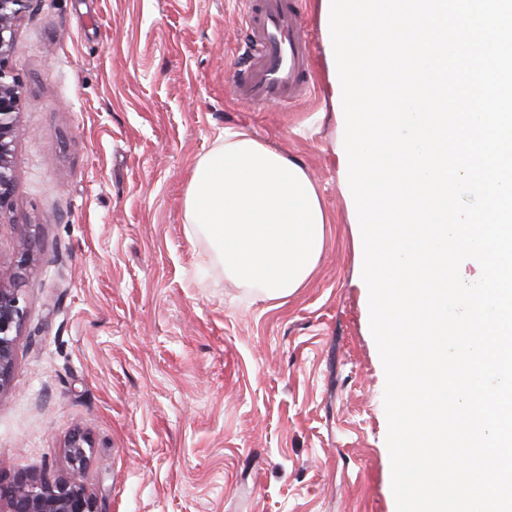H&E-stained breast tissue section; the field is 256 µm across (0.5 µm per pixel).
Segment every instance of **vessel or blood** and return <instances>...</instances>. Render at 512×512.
Listing matches in <instances>:
<instances>
[{"label":"vessel or blood","mask_w":512,"mask_h":512,"mask_svg":"<svg viewBox=\"0 0 512 512\" xmlns=\"http://www.w3.org/2000/svg\"><path fill=\"white\" fill-rule=\"evenodd\" d=\"M245 69L234 81L239 99L255 111L288 106L311 92L309 44L296 0H244Z\"/></svg>","instance_id":"1"}]
</instances>
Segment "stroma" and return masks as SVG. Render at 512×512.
Returning a JSON list of instances; mask_svg holds the SVG:
<instances>
[{"instance_id":"35a3bbf8","label":"stroma","mask_w":512,"mask_h":512,"mask_svg":"<svg viewBox=\"0 0 512 512\" xmlns=\"http://www.w3.org/2000/svg\"><path fill=\"white\" fill-rule=\"evenodd\" d=\"M316 5L300 0L311 93L254 112L233 85L241 0H31L7 61L21 106L0 284L27 235L34 262L0 484L66 472L79 428L98 512H396ZM228 128L303 165L331 218L282 303L201 272L186 236L193 166Z\"/></svg>"}]
</instances>
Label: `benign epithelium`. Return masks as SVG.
Instances as JSON below:
<instances>
[{
	"label": "benign epithelium",
	"mask_w": 512,
	"mask_h": 512,
	"mask_svg": "<svg viewBox=\"0 0 512 512\" xmlns=\"http://www.w3.org/2000/svg\"><path fill=\"white\" fill-rule=\"evenodd\" d=\"M30 0H0V218L10 209L15 190L13 165L14 137L19 120L20 95L17 81L6 67L14 27ZM32 242H20V274L8 287L0 285V397L9 388L15 361L16 338L26 317L21 294L25 273L32 260ZM91 440L77 428L70 434L65 453L66 475L41 481H18L0 486V502L8 512H98L96 500L88 492L83 473L89 462Z\"/></svg>",
	"instance_id": "7a95c632"
}]
</instances>
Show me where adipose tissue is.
Instances as JSON below:
<instances>
[{
    "label": "adipose tissue",
    "mask_w": 512,
    "mask_h": 512,
    "mask_svg": "<svg viewBox=\"0 0 512 512\" xmlns=\"http://www.w3.org/2000/svg\"><path fill=\"white\" fill-rule=\"evenodd\" d=\"M184 216L188 239L208 245L207 263L265 299L288 297L306 284L329 222L300 164L229 128L196 161Z\"/></svg>",
    "instance_id": "ef3b65f1"
}]
</instances>
